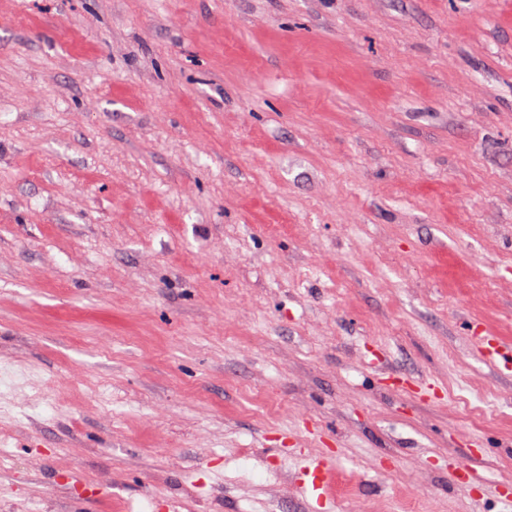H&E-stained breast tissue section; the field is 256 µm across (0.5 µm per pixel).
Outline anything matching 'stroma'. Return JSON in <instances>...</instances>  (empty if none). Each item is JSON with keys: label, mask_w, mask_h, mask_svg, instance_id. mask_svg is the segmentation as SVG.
<instances>
[{"label": "stroma", "mask_w": 512, "mask_h": 512, "mask_svg": "<svg viewBox=\"0 0 512 512\" xmlns=\"http://www.w3.org/2000/svg\"><path fill=\"white\" fill-rule=\"evenodd\" d=\"M479 336L512 0H0V512H512ZM308 460L310 465L306 468L310 474L311 467H313V479L309 486H305L304 483L303 489L306 490L308 494L316 496L318 501H330L333 497L331 472L328 467V460H331V456L319 450L317 453L311 454Z\"/></svg>", "instance_id": "obj_1"}]
</instances>
